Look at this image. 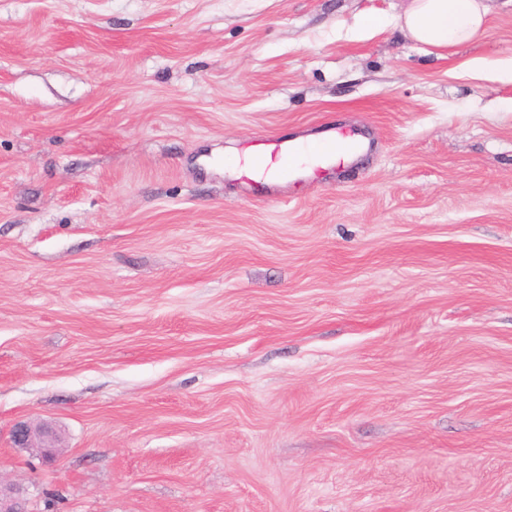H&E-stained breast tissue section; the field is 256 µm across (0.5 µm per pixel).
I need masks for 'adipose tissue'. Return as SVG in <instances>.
Here are the masks:
<instances>
[{
	"label": "adipose tissue",
	"instance_id": "1",
	"mask_svg": "<svg viewBox=\"0 0 512 512\" xmlns=\"http://www.w3.org/2000/svg\"><path fill=\"white\" fill-rule=\"evenodd\" d=\"M488 13L486 0H408L395 25L416 43L444 50L482 34Z\"/></svg>",
	"mask_w": 512,
	"mask_h": 512
}]
</instances>
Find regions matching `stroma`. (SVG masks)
Listing matches in <instances>:
<instances>
[{"label":"stroma","instance_id":"35a3bbf8","mask_svg":"<svg viewBox=\"0 0 512 512\" xmlns=\"http://www.w3.org/2000/svg\"><path fill=\"white\" fill-rule=\"evenodd\" d=\"M0 0V480L36 512H512V0ZM370 149L283 183L251 142ZM54 424V461L12 448ZM395 26L416 43L444 50L483 33L490 0H407Z\"/></svg>","mask_w":512,"mask_h":512}]
</instances>
